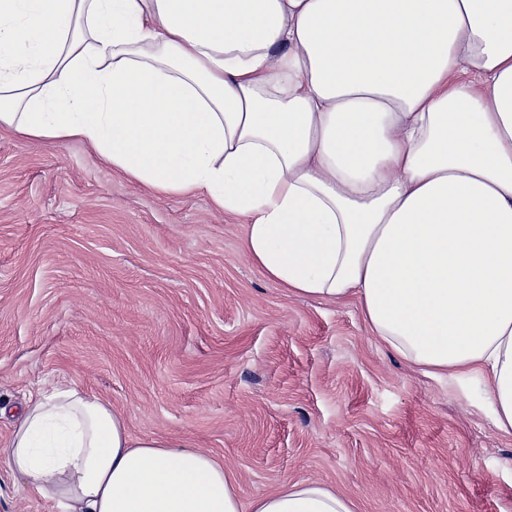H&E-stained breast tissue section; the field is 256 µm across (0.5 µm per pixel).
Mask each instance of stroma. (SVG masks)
Masks as SVG:
<instances>
[{"instance_id":"obj_1","label":"stroma","mask_w":512,"mask_h":512,"mask_svg":"<svg viewBox=\"0 0 512 512\" xmlns=\"http://www.w3.org/2000/svg\"><path fill=\"white\" fill-rule=\"evenodd\" d=\"M204 194L132 181L89 145L0 135V448L76 383L137 437L210 451L242 502L316 481L359 512H512V435L480 378L425 375L357 301L298 297ZM0 512H64L0 463Z\"/></svg>"}]
</instances>
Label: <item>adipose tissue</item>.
<instances>
[{
  "mask_svg": "<svg viewBox=\"0 0 512 512\" xmlns=\"http://www.w3.org/2000/svg\"><path fill=\"white\" fill-rule=\"evenodd\" d=\"M0 132L207 194L267 278L483 378L512 435V0H0ZM0 458L65 512H357L303 480L242 502L75 384L31 397Z\"/></svg>",
  "mask_w": 512,
  "mask_h": 512,
  "instance_id": "ef3b65f1",
  "label": "adipose tissue"
}]
</instances>
